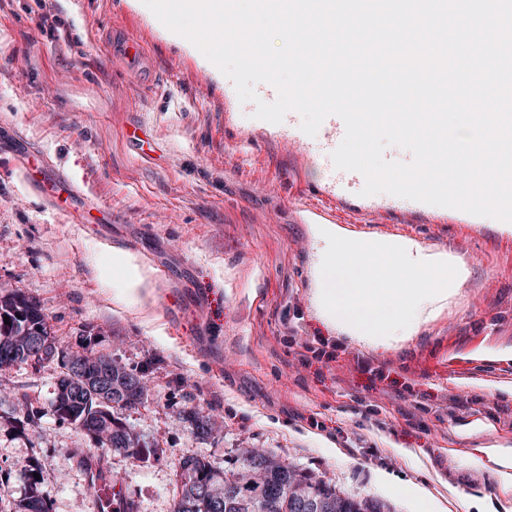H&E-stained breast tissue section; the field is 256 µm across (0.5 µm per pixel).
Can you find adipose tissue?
I'll return each instance as SVG.
<instances>
[{
    "mask_svg": "<svg viewBox=\"0 0 512 512\" xmlns=\"http://www.w3.org/2000/svg\"><path fill=\"white\" fill-rule=\"evenodd\" d=\"M324 251L313 269L316 311L339 337L402 346L448 307L466 269L445 251L409 238L366 242L336 224H313Z\"/></svg>",
    "mask_w": 512,
    "mask_h": 512,
    "instance_id": "ef3b65f1",
    "label": "adipose tissue"
}]
</instances>
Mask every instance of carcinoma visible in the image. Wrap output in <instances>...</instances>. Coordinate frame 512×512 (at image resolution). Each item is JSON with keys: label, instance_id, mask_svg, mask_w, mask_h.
<instances>
[{"label": "carcinoma", "instance_id": "cac0c4a2", "mask_svg": "<svg viewBox=\"0 0 512 512\" xmlns=\"http://www.w3.org/2000/svg\"><path fill=\"white\" fill-rule=\"evenodd\" d=\"M36 330L50 337L46 361L66 367L70 350L52 336L40 305L21 292L0 296V370L27 363L21 336ZM134 377L133 371L112 363V400L137 397L130 386ZM72 383L79 381L57 380L51 407L59 419L75 424L96 407V400L79 388L62 398L60 391ZM94 439L103 457L112 452L141 453L140 438L116 417L112 418V444L98 435ZM0 512H48V506L43 497L31 492L8 503L0 497ZM173 512H384V506L340 493L272 452L259 454L247 448L240 467L231 473L215 470L203 457L182 459Z\"/></svg>", "mask_w": 512, "mask_h": 512}]
</instances>
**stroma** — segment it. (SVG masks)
Instances as JSON below:
<instances>
[{
  "label": "stroma",
  "instance_id": "1",
  "mask_svg": "<svg viewBox=\"0 0 512 512\" xmlns=\"http://www.w3.org/2000/svg\"><path fill=\"white\" fill-rule=\"evenodd\" d=\"M57 21L62 37L52 36ZM134 31L153 85L141 84L95 32ZM195 55L160 33L128 0H0V294L37 301L73 349L143 373L145 405L119 410L141 437L133 458L110 454L136 512H172L182 458L236 470L240 451L264 448L314 478L387 512L411 502L381 488L386 472L426 489L444 512L494 501L512 512L486 451L512 452V391L485 394L455 376L483 370L476 354L512 349V233L392 212L336 222L362 238L407 237L454 254L469 269L454 302L397 348L336 337L311 300L318 247L297 182L325 186L323 163L254 126ZM43 151L112 208L78 224L26 187L11 162L19 141ZM135 255L153 290L128 306L113 250ZM333 359L304 357L305 345ZM60 369L0 372V498L35 490L49 512H97L77 451L91 436L50 407ZM42 411L22 422L16 398ZM216 426L196 435L193 412Z\"/></svg>",
  "mask_w": 512,
  "mask_h": 512
}]
</instances>
